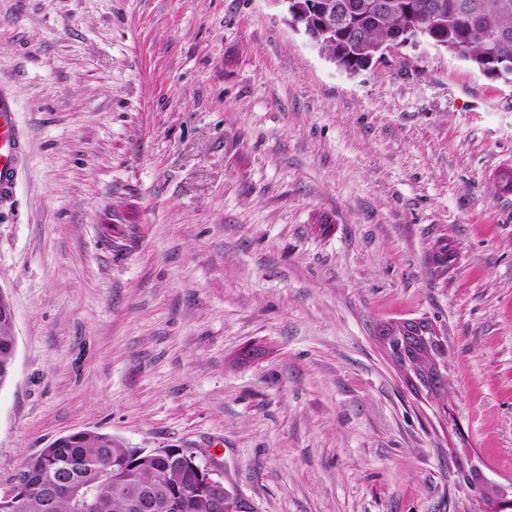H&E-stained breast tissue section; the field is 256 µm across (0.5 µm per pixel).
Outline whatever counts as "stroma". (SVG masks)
Instances as JSON below:
<instances>
[{"instance_id": "35a3bbf8", "label": "stroma", "mask_w": 512, "mask_h": 512, "mask_svg": "<svg viewBox=\"0 0 512 512\" xmlns=\"http://www.w3.org/2000/svg\"><path fill=\"white\" fill-rule=\"evenodd\" d=\"M0 86L28 142L0 205V490L96 431L215 458L245 512H495L512 81L424 47L346 73L280 0H0ZM419 319L437 396L380 336ZM15 347L12 325L0 323V387L4 386L11 377Z\"/></svg>"}]
</instances>
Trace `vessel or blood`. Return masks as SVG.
<instances>
[{
    "label": "vessel or blood",
    "mask_w": 512,
    "mask_h": 512,
    "mask_svg": "<svg viewBox=\"0 0 512 512\" xmlns=\"http://www.w3.org/2000/svg\"><path fill=\"white\" fill-rule=\"evenodd\" d=\"M27 141L15 120V103L10 93L0 90V203L10 201L26 158Z\"/></svg>",
    "instance_id": "obj_1"
}]
</instances>
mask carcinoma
I'll use <instances>...</instances> for the list:
<instances>
[{
    "label": "carcinoma",
    "instance_id": "cac0c4a2",
    "mask_svg": "<svg viewBox=\"0 0 512 512\" xmlns=\"http://www.w3.org/2000/svg\"><path fill=\"white\" fill-rule=\"evenodd\" d=\"M313 0H291L288 7L304 6L296 17L301 31L313 23ZM431 0H393L392 8L381 14L359 13L354 31L338 28L319 40L318 47L327 54L344 47L342 69L352 74L365 68L369 57L398 31L405 37L419 34L422 39L450 54L466 45L463 59L492 79L512 76V0L500 9L471 11L460 6L463 0H445L447 10L429 17L426 5ZM16 341L12 325L0 323V388L10 379ZM430 350L436 356L446 354L444 345L433 339L414 340L409 351ZM54 458L72 482L97 497L105 505L101 512H133L131 503L145 494H155L163 501L179 503L165 512H211L212 503L205 492H194L197 473L191 464L193 454L172 453L168 448H128L112 435L94 431H78L58 438L53 447L25 459L23 466L33 472L22 492L13 498L0 496V512H93L83 508L80 499L60 496L46 508L49 489L46 479L37 471L43 453ZM459 478L469 487L482 482L480 468L470 462L458 464Z\"/></svg>",
    "mask_w": 512,
    "mask_h": 512
}]
</instances>
